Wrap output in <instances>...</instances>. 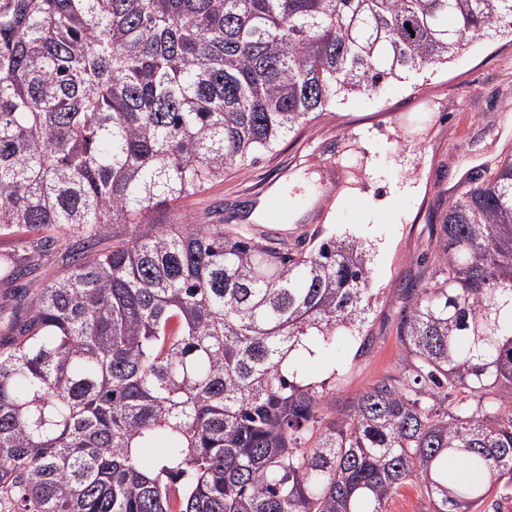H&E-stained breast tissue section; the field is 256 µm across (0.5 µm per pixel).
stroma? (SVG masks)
I'll return each instance as SVG.
<instances>
[{"instance_id": "obj_1", "label": "stroma", "mask_w": 512, "mask_h": 512, "mask_svg": "<svg viewBox=\"0 0 512 512\" xmlns=\"http://www.w3.org/2000/svg\"><path fill=\"white\" fill-rule=\"evenodd\" d=\"M512 155V38L467 46L446 66L337 103L274 154L157 209L158 224L224 223L257 240L308 247L336 236L370 250L378 300L364 341L337 337L303 381L324 384L325 411H345L377 381L414 378L399 339L404 291L441 277L448 200L474 170ZM286 205L267 223L266 198Z\"/></svg>"}]
</instances>
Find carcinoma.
Wrapping results in <instances>:
<instances>
[{"mask_svg":"<svg viewBox=\"0 0 512 512\" xmlns=\"http://www.w3.org/2000/svg\"><path fill=\"white\" fill-rule=\"evenodd\" d=\"M494 36L512 0H0V237L34 234L0 274L30 275V249L66 267L0 344V512H387L408 482L472 512L511 491L512 157L448 200L443 278L406 290L413 382L333 418L299 378L310 346L361 335L362 244L148 219ZM115 224L131 236L100 249ZM450 460L486 481L448 485Z\"/></svg>","mask_w":512,"mask_h":512,"instance_id":"cac0c4a2","label":"carcinoma"}]
</instances>
